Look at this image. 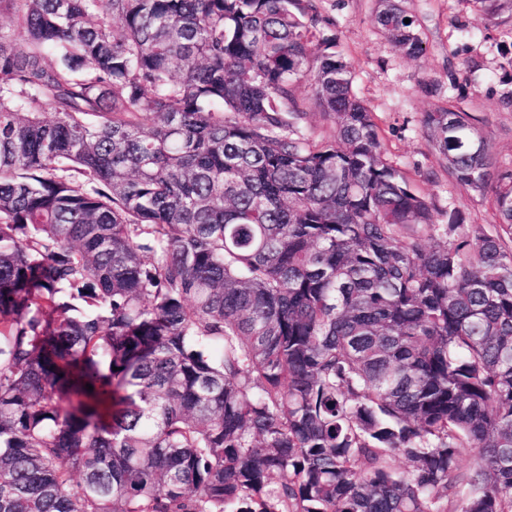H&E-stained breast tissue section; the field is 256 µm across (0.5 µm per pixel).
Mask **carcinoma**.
I'll use <instances>...</instances> for the list:
<instances>
[{
  "label": "carcinoma",
  "instance_id": "obj_1",
  "mask_svg": "<svg viewBox=\"0 0 512 512\" xmlns=\"http://www.w3.org/2000/svg\"><path fill=\"white\" fill-rule=\"evenodd\" d=\"M4 14L0 512H512V169L475 116L420 130L491 232L434 223L311 0Z\"/></svg>",
  "mask_w": 512,
  "mask_h": 512
}]
</instances>
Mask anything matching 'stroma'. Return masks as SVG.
Segmentation results:
<instances>
[{
    "instance_id": "obj_1",
    "label": "stroma",
    "mask_w": 512,
    "mask_h": 512,
    "mask_svg": "<svg viewBox=\"0 0 512 512\" xmlns=\"http://www.w3.org/2000/svg\"><path fill=\"white\" fill-rule=\"evenodd\" d=\"M319 28L354 67V90L380 127L386 157L432 204L436 223L459 209L468 223L493 226L489 201L454 185L420 130L423 112L454 103L483 121L499 164L512 167V38L489 28L473 0H404L425 53L401 55L380 32L376 0H313Z\"/></svg>"
}]
</instances>
